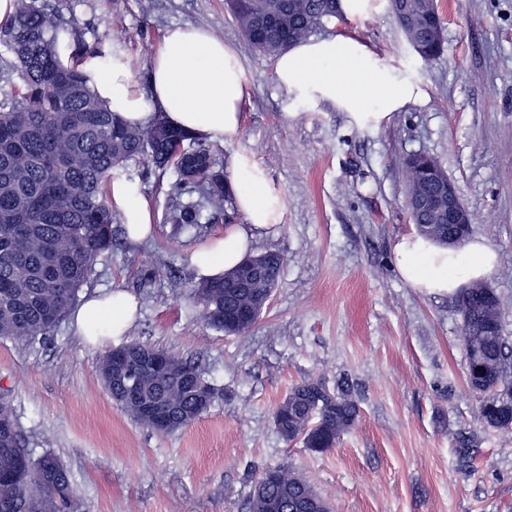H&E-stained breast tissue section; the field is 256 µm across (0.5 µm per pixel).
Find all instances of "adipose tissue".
<instances>
[{"mask_svg":"<svg viewBox=\"0 0 512 512\" xmlns=\"http://www.w3.org/2000/svg\"><path fill=\"white\" fill-rule=\"evenodd\" d=\"M340 68L351 76V86L337 80ZM79 69L89 88L125 123L146 127L161 115L173 127L204 141L229 144L240 135L246 95L243 66L236 51L204 27L187 23L167 30L151 59L147 89L138 88L131 61L121 52L85 57ZM275 76L288 95L312 105L335 104L360 130L379 128L421 97L418 86L389 72L365 45L340 35L295 44L277 57ZM229 173L245 222L193 252L192 267L207 278L223 275L247 257L255 231L275 226L281 208L263 171L246 154L233 156ZM107 197L124 216L123 235L128 242L152 234L151 213L135 182L113 178ZM394 261L410 287L429 294H454L469 281L490 274L497 254L478 239L451 250L409 235L396 242ZM137 310L128 292H95L84 295L72 311V325L87 344L100 346L124 335Z\"/></svg>","mask_w":512,"mask_h":512,"instance_id":"adipose-tissue-1","label":"adipose tissue"}]
</instances>
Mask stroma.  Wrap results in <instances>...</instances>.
I'll use <instances>...</instances> for the list:
<instances>
[{"label":"stroma","mask_w":512,"mask_h":512,"mask_svg":"<svg viewBox=\"0 0 512 512\" xmlns=\"http://www.w3.org/2000/svg\"><path fill=\"white\" fill-rule=\"evenodd\" d=\"M55 2L73 36L127 55L142 87L143 59L172 25L206 27L233 46L246 84L241 135L210 148L226 163L249 155L283 200L277 225L256 232L253 246L283 257L278 283L259 322L227 335L200 320L190 256L244 216L231 204L200 236L172 238V171L147 175L134 161L120 171L148 201L153 237L119 240L85 290L133 294L139 311L124 341L190 360L214 387L210 411L186 428L158 434L133 422L104 387L103 349L69 321L43 342L0 338V390L33 455L53 451L70 472L78 512H248L256 477L275 465L308 480L333 512H512V431L478 416L483 397L466 383L455 297L411 288L393 259L397 240L415 232L403 161L425 152L454 182L474 237L498 255L487 281L512 344V0H437L445 44L428 63L389 0L328 22L323 37L357 38L423 92L365 130L333 104L288 100L273 58L245 40L225 0ZM143 268L158 269L152 286L139 284ZM309 378L330 390L346 382L359 409L322 454L286 443L273 423L288 389ZM461 433L474 435L472 448H458Z\"/></svg>","instance_id":"1"}]
</instances>
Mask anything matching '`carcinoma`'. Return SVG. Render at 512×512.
Wrapping results in <instances>:
<instances>
[{"label": "carcinoma", "mask_w": 512, "mask_h": 512, "mask_svg": "<svg viewBox=\"0 0 512 512\" xmlns=\"http://www.w3.org/2000/svg\"><path fill=\"white\" fill-rule=\"evenodd\" d=\"M408 15L394 16L408 43L431 61L443 47L442 20L435 0H409ZM237 26L258 51L275 57L288 43L303 41L335 16L336 0H246L231 7ZM67 32L52 0H15L11 19L0 24V338L31 343L54 334L89 282L100 256L113 245L112 225L122 215L106 195L114 172L131 161L174 168L168 221L175 235L203 231L202 210L224 214L232 192L224 163L205 144L158 117L150 126L120 120L87 87L77 65L60 58L59 34ZM425 164L441 179L447 173L428 154L404 161L407 197L429 195ZM417 234L448 246V225L433 213L410 214ZM258 276L228 294L224 277L204 279L193 289L204 323L227 335H243L258 321L280 276L277 253L253 257ZM461 342L467 355L466 381L489 400L478 408L489 426L512 429V350L500 323V300L487 283L459 291ZM116 370L112 353L100 373L112 400L139 425L153 428L150 410L169 413L173 432L200 419L215 398L214 388L190 362L158 347L132 342ZM158 354L168 373L141 369ZM208 395L200 405L199 395ZM358 408L348 391L329 392L314 379L294 384L274 414L277 433L315 453L336 447L356 422ZM273 483L253 487L249 512H330L329 503L303 477L278 467ZM69 472L50 451L35 457L23 442L11 401L0 395V512H72Z\"/></svg>", "instance_id": "1"}]
</instances>
